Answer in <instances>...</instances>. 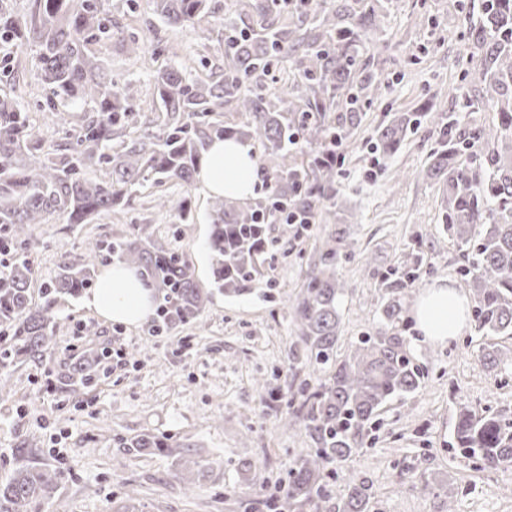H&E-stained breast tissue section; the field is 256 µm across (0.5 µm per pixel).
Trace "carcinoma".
I'll list each match as a JSON object with an SVG mask.
<instances>
[{"label": "carcinoma", "mask_w": 512, "mask_h": 512, "mask_svg": "<svg viewBox=\"0 0 512 512\" xmlns=\"http://www.w3.org/2000/svg\"><path fill=\"white\" fill-rule=\"evenodd\" d=\"M14 0H0V42L33 45L41 64L45 93L34 108L61 128V142L47 149L32 122L29 107L0 96V366L21 356L41 361L53 349L55 310L65 297L92 288L96 268L116 259L138 269L146 286L160 289L150 331L159 336L197 319L210 292L195 270L178 254L150 241L148 225L133 224L127 236L95 237L80 256L61 254L57 274L44 282L41 302L32 301L30 285L38 276L32 227L54 212L71 224H91L96 217L132 205L140 189L157 188L152 201L166 209L170 198L160 190L175 182L190 190L214 140L247 139L261 148L258 164L265 171L264 196L241 201L214 197L207 249L211 286L226 294L252 290L260 276L259 259L275 242L268 225L288 218L339 216L336 159L323 145L336 133L322 120L325 112H358L374 95L381 73L359 64L364 37L377 29L384 6L370 0L354 9H322L295 2L299 24L278 17L274 0H240V9L259 17L255 33L234 31L224 48V74L191 77L177 68H158L151 77L152 96L161 115L141 121L132 102L141 89L116 80L97 55L96 47L117 36L127 52L140 56L146 39L125 33L104 8V0H33L23 19ZM210 0H149L160 20L172 27L194 28L209 14ZM477 50L467 75L478 88L476 103L493 105L498 123L460 126L467 115L434 117L396 112L375 132L382 156L395 153L419 121L433 122L441 149L435 151L424 176L442 191L445 230L465 249L459 269L472 289V318L484 338L512 336V0H483L481 23L470 28ZM281 58L291 61L294 80L274 75ZM81 107L71 114L60 106ZM229 108L242 119L227 125L210 118ZM486 151L465 165L461 158L470 141ZM100 175L93 178L87 170ZM340 221L315 249L310 272L291 305L289 316L299 332L307 362L322 371L315 385L305 384L299 406L288 405L281 423L305 431L314 448L288 469L286 494L261 501L269 512L300 508L302 512H369L375 498L371 484L351 482L340 500L331 498L327 480L336 468L353 460L367 443L380 409L390 400L411 394L425 384V374L412 362L403 340L392 332L402 313L401 287L417 279L415 269L383 278L387 298L380 327L358 338L351 354L336 353L344 284L336 267L351 253ZM487 368L512 361V354L494 343L481 348ZM96 358L72 361L56 382L78 396L95 382ZM137 452H175L165 440L143 434L128 444ZM451 448L474 460L479 469L512 464V417L486 410L477 415L458 411ZM209 461L203 457L178 474L187 489ZM64 470L46 464H23L0 483V512H41L54 497Z\"/></svg>", "instance_id": "cac0c4a2"}]
</instances>
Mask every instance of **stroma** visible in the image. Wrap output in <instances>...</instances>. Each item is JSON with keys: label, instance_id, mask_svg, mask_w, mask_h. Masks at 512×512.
I'll list each match as a JSON object with an SVG mask.
<instances>
[{"label": "stroma", "instance_id": "35a3bbf8", "mask_svg": "<svg viewBox=\"0 0 512 512\" xmlns=\"http://www.w3.org/2000/svg\"><path fill=\"white\" fill-rule=\"evenodd\" d=\"M481 4L385 0L383 20L362 59L380 57L386 86L361 106L355 126L346 128L336 148L342 216L353 244L336 270L345 285L338 355L376 330L385 294L380 275L404 268L412 255L420 257L419 279L403 297L396 331L428 378L417 392L384 406L375 443L362 448L329 485L338 500L349 481H368L376 491L370 512H443L442 498L410 490L411 481L422 477L453 485L456 512H512V467L478 469L449 448L459 405L478 414L512 413V366L483 368V339L472 328L445 345L422 342L409 315L422 291L438 281L464 286L458 275L462 250L441 222L442 193L422 175L439 134L425 123L391 156L371 149L373 133L389 113L461 111L460 99L443 92L469 84L467 60L474 47L468 31L480 20ZM107 6L125 30L147 37L149 48L137 59L113 41L98 51L115 78L143 85L165 65H190L195 77L222 72L228 24L247 32L259 27L237 0H212L213 17L194 29L166 25L146 0H108ZM0 53L13 66L11 75L0 78V91L25 105L40 99L44 90L34 47L6 45ZM166 191L172 201L166 211L153 210L141 198L92 224L68 223L58 212L47 215L34 231L39 280L32 290L56 273L62 253L80 254L86 238L119 237L133 224L148 225L155 244L183 255L200 283L208 284L212 197L201 188L184 192L175 183ZM186 207L193 216L189 224L182 219ZM330 223V216H322L290 240L287 251L271 250L251 292L215 295L197 320L160 336L151 335L146 321L131 327L100 320L81 297L62 304L51 353L4 371L12 395L0 399V481L16 468L13 450L23 445L66 473L43 512H123L130 492L138 512H250L247 502L259 497L262 480L285 478L290 462L312 445L303 431L279 419L295 386L319 377L289 357L298 342L289 310ZM88 325L94 337L85 335ZM105 347L122 350L121 362L80 396L49 380L72 357ZM263 380L268 390L260 389ZM144 433L167 437L175 454L126 449V442ZM200 456L210 466L194 490H186L176 473Z\"/></svg>", "mask_w": 512, "mask_h": 512}]
</instances>
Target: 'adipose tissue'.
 I'll return each mask as SVG.
<instances>
[{
	"label": "adipose tissue",
	"instance_id": "1",
	"mask_svg": "<svg viewBox=\"0 0 512 512\" xmlns=\"http://www.w3.org/2000/svg\"><path fill=\"white\" fill-rule=\"evenodd\" d=\"M198 179L210 195L251 198L258 181V164L251 145L234 139L214 141ZM86 305L106 321L136 326L151 313L154 297L136 270L114 263L100 270L98 284ZM412 314L425 341L444 345L467 327L468 300L457 288L440 282L418 296Z\"/></svg>",
	"mask_w": 512,
	"mask_h": 512
}]
</instances>
